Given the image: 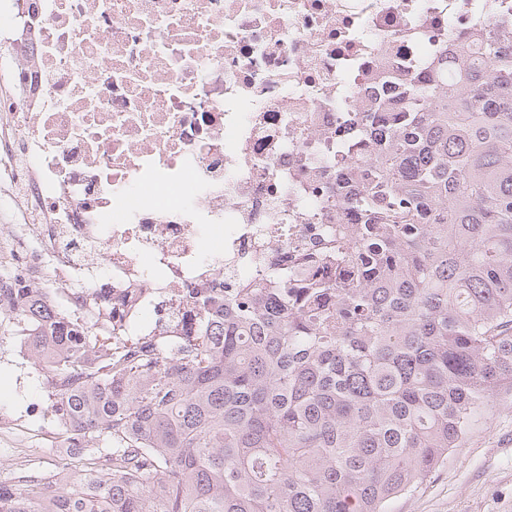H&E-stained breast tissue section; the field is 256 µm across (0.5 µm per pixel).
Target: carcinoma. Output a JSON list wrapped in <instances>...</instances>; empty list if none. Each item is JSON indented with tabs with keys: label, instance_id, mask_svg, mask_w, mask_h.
Here are the masks:
<instances>
[{
	"label": "carcinoma",
	"instance_id": "carcinoma-1",
	"mask_svg": "<svg viewBox=\"0 0 512 512\" xmlns=\"http://www.w3.org/2000/svg\"><path fill=\"white\" fill-rule=\"evenodd\" d=\"M433 61L362 118L357 222L300 276L197 299V336L118 353L112 315L0 275V329L97 456L44 500L0 485V512H386L463 446L512 390V37L445 34Z\"/></svg>",
	"mask_w": 512,
	"mask_h": 512
}]
</instances>
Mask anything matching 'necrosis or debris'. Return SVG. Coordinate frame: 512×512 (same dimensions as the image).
Returning a JSON list of instances; mask_svg holds the SVG:
<instances>
[{
	"instance_id": "1",
	"label": "necrosis or debris",
	"mask_w": 512,
	"mask_h": 512,
	"mask_svg": "<svg viewBox=\"0 0 512 512\" xmlns=\"http://www.w3.org/2000/svg\"><path fill=\"white\" fill-rule=\"evenodd\" d=\"M484 0H0L22 93L0 171L42 214L0 262L66 286L77 314L112 298L115 335H196V297L297 266L353 223L337 192L382 81L425 75L440 36ZM36 238L53 265L26 259Z\"/></svg>"
}]
</instances>
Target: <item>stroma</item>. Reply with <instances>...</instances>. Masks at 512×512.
<instances>
[{
  "instance_id": "1",
  "label": "stroma",
  "mask_w": 512,
  "mask_h": 512,
  "mask_svg": "<svg viewBox=\"0 0 512 512\" xmlns=\"http://www.w3.org/2000/svg\"><path fill=\"white\" fill-rule=\"evenodd\" d=\"M0 481L20 472L53 471L58 426L47 411L44 374L19 349L0 342ZM387 512H512V393L494 398L490 414L470 431L463 447Z\"/></svg>"
}]
</instances>
